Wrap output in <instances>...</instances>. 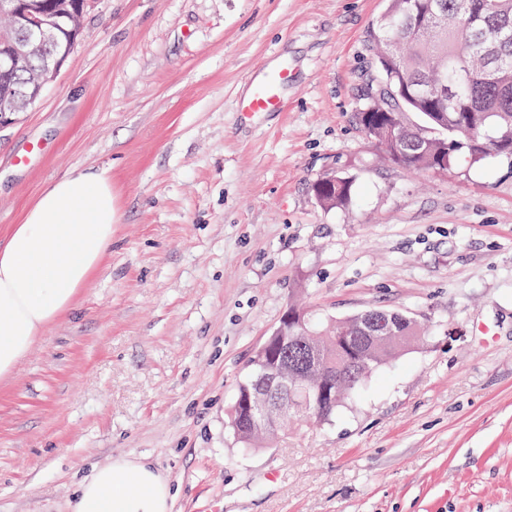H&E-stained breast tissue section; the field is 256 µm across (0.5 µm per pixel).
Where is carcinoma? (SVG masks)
Instances as JSON below:
<instances>
[{
	"instance_id": "carcinoma-1",
	"label": "carcinoma",
	"mask_w": 512,
	"mask_h": 512,
	"mask_svg": "<svg viewBox=\"0 0 512 512\" xmlns=\"http://www.w3.org/2000/svg\"><path fill=\"white\" fill-rule=\"evenodd\" d=\"M76 0H37L40 11L56 33V42L30 58L27 68L0 79V99L14 92L16 109L28 110L33 92L54 81L53 65L73 49L78 31L68 15ZM16 37V22L0 15V51ZM374 60L372 94L365 98L356 119L377 139L400 167L446 171L460 158L476 164L491 155L512 156V0H387L384 13L367 31ZM384 87L391 94H378ZM416 114L423 123L413 124ZM352 184L339 177L330 188H314L318 201L330 208L346 205ZM357 321L317 326L320 343L328 351L327 371L339 375L344 362L334 349L337 333L356 336L355 347L369 355L360 382L396 358L355 330ZM312 381L295 385L284 394L288 412L262 432L251 430L237 406H232L229 428L246 448L275 437L280 420L294 417L299 428L327 421L356 391L343 386L340 397L324 417L313 412Z\"/></svg>"
}]
</instances>
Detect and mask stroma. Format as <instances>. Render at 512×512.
Returning a JSON list of instances; mask_svg holds the SVG:
<instances>
[{
    "label": "stroma",
    "mask_w": 512,
    "mask_h": 512,
    "mask_svg": "<svg viewBox=\"0 0 512 512\" xmlns=\"http://www.w3.org/2000/svg\"><path fill=\"white\" fill-rule=\"evenodd\" d=\"M386 0H92L57 79L0 127V246L105 169L112 252L0 382V512H67L124 456L172 512H512V159L411 173L358 125ZM288 65V109L238 112ZM26 163H17V156ZM336 175L350 204L313 187ZM374 307L424 343L266 448L227 417L290 305ZM352 184L343 177L336 178V184L330 188L314 186L318 201L325 207L335 208L346 205L351 199Z\"/></svg>",
    "instance_id": "stroma-1"
}]
</instances>
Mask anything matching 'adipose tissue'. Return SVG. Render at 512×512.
<instances>
[{"mask_svg": "<svg viewBox=\"0 0 512 512\" xmlns=\"http://www.w3.org/2000/svg\"><path fill=\"white\" fill-rule=\"evenodd\" d=\"M116 222L111 178L87 170L53 183L12 226L0 248V380L73 307L111 252ZM173 497L150 462L119 457L79 483L70 512H171Z\"/></svg>", "mask_w": 512, "mask_h": 512, "instance_id": "1", "label": "adipose tissue"}]
</instances>
